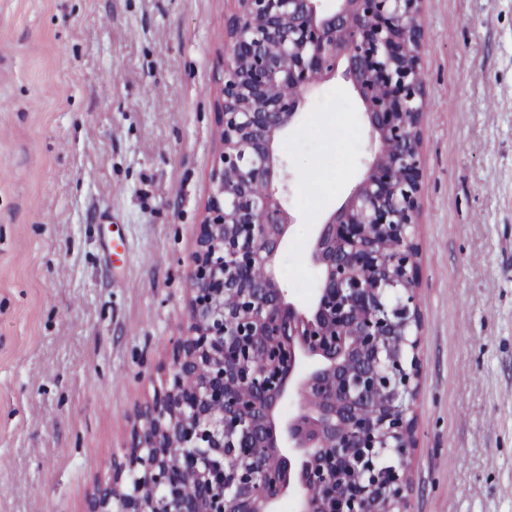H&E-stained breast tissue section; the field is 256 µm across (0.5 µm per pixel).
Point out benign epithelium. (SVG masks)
<instances>
[{
    "instance_id": "7a95c632",
    "label": "benign epithelium",
    "mask_w": 512,
    "mask_h": 512,
    "mask_svg": "<svg viewBox=\"0 0 512 512\" xmlns=\"http://www.w3.org/2000/svg\"><path fill=\"white\" fill-rule=\"evenodd\" d=\"M233 0L223 150L188 259V319L87 512H407L421 378L423 0ZM341 75L372 160L316 225V286L277 258L294 216L277 145Z\"/></svg>"
}]
</instances>
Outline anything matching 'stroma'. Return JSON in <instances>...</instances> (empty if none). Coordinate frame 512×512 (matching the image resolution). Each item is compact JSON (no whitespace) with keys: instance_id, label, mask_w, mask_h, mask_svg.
I'll return each mask as SVG.
<instances>
[{"instance_id":"stroma-1","label":"stroma","mask_w":512,"mask_h":512,"mask_svg":"<svg viewBox=\"0 0 512 512\" xmlns=\"http://www.w3.org/2000/svg\"><path fill=\"white\" fill-rule=\"evenodd\" d=\"M411 512H512V0H424ZM228 0H0V512H86L184 330ZM280 276L361 180L325 82L283 137Z\"/></svg>"}]
</instances>
